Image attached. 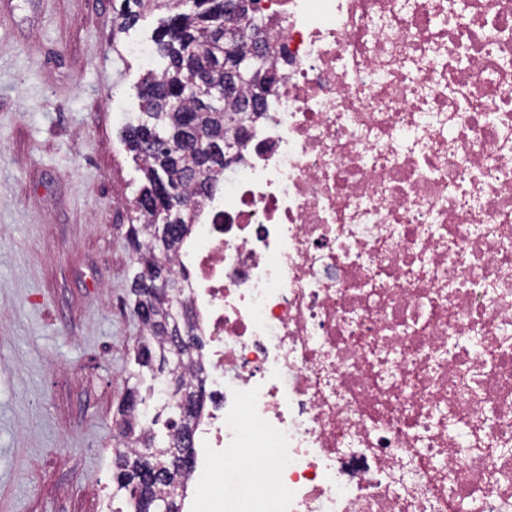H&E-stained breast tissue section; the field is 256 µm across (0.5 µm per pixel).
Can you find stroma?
Returning a JSON list of instances; mask_svg holds the SVG:
<instances>
[{
	"mask_svg": "<svg viewBox=\"0 0 512 512\" xmlns=\"http://www.w3.org/2000/svg\"><path fill=\"white\" fill-rule=\"evenodd\" d=\"M0 0V512H106L140 326L127 245L154 14Z\"/></svg>",
	"mask_w": 512,
	"mask_h": 512,
	"instance_id": "obj_1",
	"label": "stroma"
}]
</instances>
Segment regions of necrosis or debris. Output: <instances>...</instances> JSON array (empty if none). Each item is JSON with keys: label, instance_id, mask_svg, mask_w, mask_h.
<instances>
[{"label": "necrosis or debris", "instance_id": "obj_1", "mask_svg": "<svg viewBox=\"0 0 512 512\" xmlns=\"http://www.w3.org/2000/svg\"><path fill=\"white\" fill-rule=\"evenodd\" d=\"M456 3L256 0L273 84L174 258L187 512H512V0Z\"/></svg>", "mask_w": 512, "mask_h": 512}]
</instances>
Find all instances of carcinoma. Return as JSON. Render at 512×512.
Listing matches in <instances>:
<instances>
[{
  "instance_id": "obj_1",
  "label": "carcinoma",
  "mask_w": 512,
  "mask_h": 512,
  "mask_svg": "<svg viewBox=\"0 0 512 512\" xmlns=\"http://www.w3.org/2000/svg\"><path fill=\"white\" fill-rule=\"evenodd\" d=\"M233 0H123L121 16L134 22L145 11H163L166 17L155 38L156 55L164 61L160 72L148 71L139 91L137 124L125 131V142L142 161L145 184L134 201L136 224L128 244L135 253L131 294L136 297L133 314L140 316V290L162 283L161 300L154 309V322L141 323V336L134 349L136 380L128 388L118 414L117 445L112 498L127 500L128 512H151L154 504L171 496L172 484L159 480L141 491L132 488L125 468L131 464L152 465L162 472L172 469L173 439L182 436L203 406L202 384L188 381L182 371L192 350L172 347L170 333L182 325L171 251L190 236L194 210L218 189L224 176V159L206 152L214 136L228 137L235 115L258 111L256 86L244 81L229 85L224 70V8ZM260 25L251 14L243 15L237 34L241 52L248 51L246 35H255ZM198 84V96L184 99L188 82ZM212 88L224 91L221 108L203 104L201 97ZM158 145L148 150L145 144ZM186 198L188 205L169 222L170 231L158 235V225L173 195ZM150 373L156 384L141 391L137 380ZM166 432L155 430L162 414Z\"/></svg>"
}]
</instances>
